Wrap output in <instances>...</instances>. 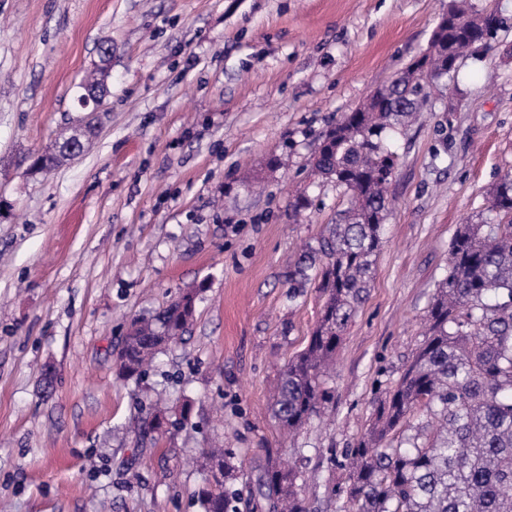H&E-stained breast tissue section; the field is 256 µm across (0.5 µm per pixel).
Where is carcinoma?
I'll list each match as a JSON object with an SVG mask.
<instances>
[{"label":"carcinoma","instance_id":"cac0c4a2","mask_svg":"<svg viewBox=\"0 0 512 512\" xmlns=\"http://www.w3.org/2000/svg\"><path fill=\"white\" fill-rule=\"evenodd\" d=\"M453 0L448 26L430 49L323 136L312 159L315 173L344 188L347 207L327 225L313 254L288 272L295 282L315 269L321 306L305 347L288 359L273 392V415L293 433L331 399L325 375L343 336L369 296L376 258L383 247L387 188L398 156L387 141L416 119L423 85L413 72L457 77L471 52L464 30L494 39L496 12L482 24ZM73 143L61 133L31 167L37 174L60 166ZM491 222L461 225L448 251V271L425 318L422 344L396 384L372 401L364 435L336 467L345 472L336 512H512V173L492 192ZM195 315V295L149 318L133 320L119 351L120 372L141 377L170 337H182ZM226 449L203 461L224 469V482L198 492L204 512H230L235 482L244 470ZM293 467L271 462L249 493L268 512H308Z\"/></svg>","mask_w":512,"mask_h":512}]
</instances>
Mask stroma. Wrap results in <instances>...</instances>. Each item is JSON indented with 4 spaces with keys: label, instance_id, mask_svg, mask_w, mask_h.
I'll list each match as a JSON object with an SVG mask.
<instances>
[{
    "label": "stroma",
    "instance_id": "obj_1",
    "mask_svg": "<svg viewBox=\"0 0 512 512\" xmlns=\"http://www.w3.org/2000/svg\"><path fill=\"white\" fill-rule=\"evenodd\" d=\"M458 82L428 89L391 144L385 243L343 336L321 416L283 435L272 387L320 310L288 263L346 205L316 178L322 134L429 45L448 0H0V504L7 512H202V449L258 475L299 468L334 512L335 460L422 341L460 224L489 220L512 172V0ZM112 47L111 93L84 153L34 157L76 123ZM311 202L290 219L297 194ZM196 290L195 318L144 379L119 371L130 321ZM190 405L153 438L156 402Z\"/></svg>",
    "mask_w": 512,
    "mask_h": 512
}]
</instances>
